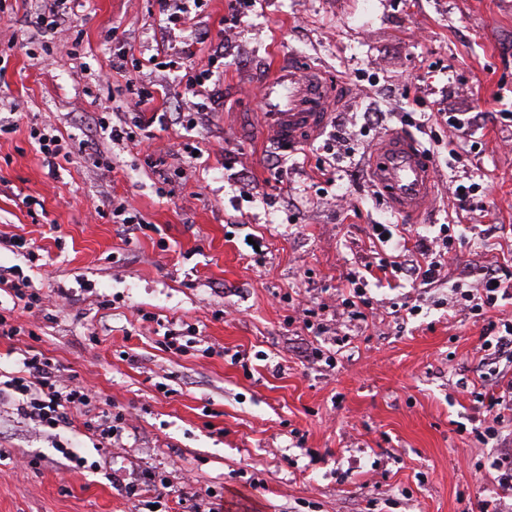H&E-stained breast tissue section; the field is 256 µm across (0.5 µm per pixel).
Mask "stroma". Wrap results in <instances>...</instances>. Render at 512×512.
<instances>
[{"label": "stroma", "instance_id": "1", "mask_svg": "<svg viewBox=\"0 0 512 512\" xmlns=\"http://www.w3.org/2000/svg\"><path fill=\"white\" fill-rule=\"evenodd\" d=\"M36 12L35 0H0V103L17 124L0 135V231L32 240L43 260L0 248V273L23 274L48 308L23 317L32 336L0 339V374L40 351L125 424L108 446L82 428L43 431L0 404V451L32 461H0V512H194L211 491L221 512H480L497 490L498 450L473 432L484 408L468 388L512 378V358L487 372L483 322L447 299L467 269L512 274V0H250L232 27L230 0H204L178 30L157 0H78L72 28L53 37ZM282 54L338 81L335 116L353 154H335L326 130L278 152L259 84ZM177 57L215 72L197 97L164 68ZM132 75L164 124L105 142L111 172L36 152L34 127L89 139ZM193 101L205 108L194 126L184 117ZM437 107L478 117L471 150L453 163L456 132L422 122ZM369 111L383 121L365 135ZM401 128L430 144L439 179L426 214L401 228L402 259L430 225L463 235L404 322L393 306L413 290L378 271L372 236L394 217L354 176L374 139ZM151 152L183 178L164 187ZM452 180L481 183L473 209L451 206ZM20 193L43 216L31 219ZM117 200L144 219L134 238L112 221ZM368 268L365 322L328 311L324 331L306 329L305 309L333 304L345 276ZM172 325L186 332L184 352L164 343ZM315 348L335 365L310 360ZM238 351L247 365L233 362ZM59 442L87 467L44 464ZM148 471L159 482L133 496L110 480Z\"/></svg>", "mask_w": 512, "mask_h": 512}]
</instances>
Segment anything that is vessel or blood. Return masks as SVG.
<instances>
[{"instance_id": "b4317fda", "label": "vessel or blood", "mask_w": 512, "mask_h": 512, "mask_svg": "<svg viewBox=\"0 0 512 512\" xmlns=\"http://www.w3.org/2000/svg\"><path fill=\"white\" fill-rule=\"evenodd\" d=\"M332 83L302 59H275L261 85V107L277 142L293 150L326 125ZM369 170L375 187L394 213L419 217L436 191L434 164L420 143L403 133L384 134L369 149Z\"/></svg>"}]
</instances>
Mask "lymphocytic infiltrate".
Instances as JSON below:
<instances>
[{"label": "lymphocytic infiltrate", "instance_id": "lymphocytic-infiltrate-1", "mask_svg": "<svg viewBox=\"0 0 512 512\" xmlns=\"http://www.w3.org/2000/svg\"><path fill=\"white\" fill-rule=\"evenodd\" d=\"M453 230V225L443 224L436 235L418 236L415 248L420 259L410 267L384 258L378 264L379 269L394 274L404 273L415 284H432L448 260V249L454 241ZM496 278V272L490 270L475 286H455L454 306L464 314L481 318L498 301H511L512 286L497 283ZM366 283L365 276L348 274L345 286L336 293L337 316L350 322L366 319L370 306ZM0 292L10 296L13 308L11 315L0 314V338L11 340L25 332L17 318L18 313L41 308L43 298L38 293L26 291L22 281L1 274ZM4 398L16 403L24 417L51 430L71 428L79 422L105 442L121 436L123 431L121 417L111 416L109 412L87 418V410L96 401L95 392L87 386L60 378L52 359L39 352L24 354L18 371L6 380H0V400ZM477 400L484 404L487 412L479 424L478 438L495 439L503 444L497 460L499 485L503 494L484 500L481 512H512L503 498L504 493L512 491V439L504 437L501 431L505 413H512V381L501 385L499 390L478 393Z\"/></svg>", "mask_w": 512, "mask_h": 512}]
</instances>
